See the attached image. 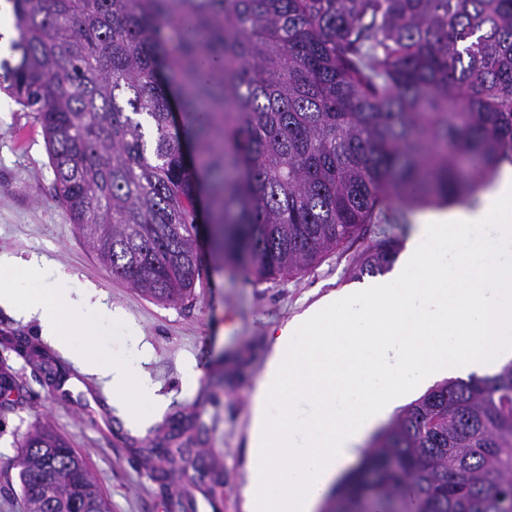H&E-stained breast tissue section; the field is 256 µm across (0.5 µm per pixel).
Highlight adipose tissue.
<instances>
[{"instance_id":"1","label":"adipose tissue","mask_w":512,"mask_h":512,"mask_svg":"<svg viewBox=\"0 0 512 512\" xmlns=\"http://www.w3.org/2000/svg\"><path fill=\"white\" fill-rule=\"evenodd\" d=\"M464 251L426 252L432 240ZM388 285L329 296L271 336L249 396L248 512H315L366 434L399 405L407 388L433 376L494 372L512 361V166L477 204L421 214ZM0 306L37 320L41 336L81 373L95 377L135 432L167 404L149 380L99 352L91 314L105 305L95 288H61L45 261L0 255ZM418 281L407 285L406 271ZM384 329L378 345L367 338Z\"/></svg>"}]
</instances>
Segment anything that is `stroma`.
Segmentation results:
<instances>
[{
  "label": "stroma",
  "instance_id": "stroma-1",
  "mask_svg": "<svg viewBox=\"0 0 512 512\" xmlns=\"http://www.w3.org/2000/svg\"><path fill=\"white\" fill-rule=\"evenodd\" d=\"M9 103L0 91V254L46 260L66 274V287H94L103 303L122 310V323L97 316L98 346L148 377L168 407L146 432L132 433L96 379L77 372L40 336L36 321L0 307V364L19 385L10 408L0 410V512H24L17 460L24 436L41 425L85 458L111 512H170L178 498L184 512H247L249 393L269 336L323 296L370 283V276L354 277L355 266L386 232L405 244L421 207H398L396 229L389 214L379 215L297 275L259 280L205 261L195 299L162 306L113 277L75 232L55 196L35 113L9 110ZM49 367L55 379H48ZM190 368L197 375L191 390L185 385ZM177 439L188 448L185 459L158 481L157 451Z\"/></svg>",
  "mask_w": 512,
  "mask_h": 512
}]
</instances>
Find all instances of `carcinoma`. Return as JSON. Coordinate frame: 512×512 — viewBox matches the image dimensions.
<instances>
[{
    "label": "carcinoma",
    "instance_id": "1",
    "mask_svg": "<svg viewBox=\"0 0 512 512\" xmlns=\"http://www.w3.org/2000/svg\"><path fill=\"white\" fill-rule=\"evenodd\" d=\"M9 2L21 35L0 70L38 113L56 197L112 276L163 305L202 284L200 205L216 264L276 279L512 162V0ZM21 448L27 512H110L52 429ZM324 512H512V362L406 407Z\"/></svg>",
    "mask_w": 512,
    "mask_h": 512
}]
</instances>
